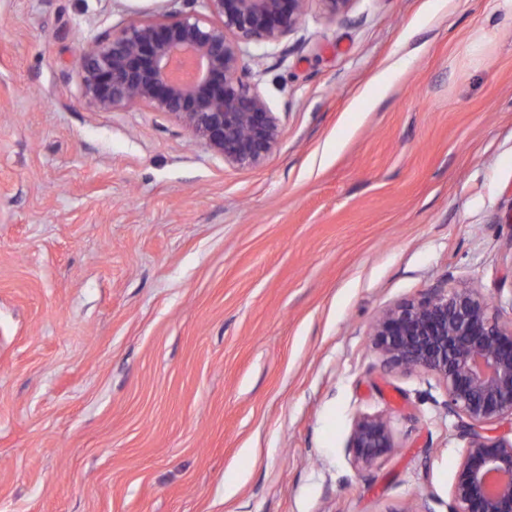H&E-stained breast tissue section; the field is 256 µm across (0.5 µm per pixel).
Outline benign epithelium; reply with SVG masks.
<instances>
[{"mask_svg":"<svg viewBox=\"0 0 512 512\" xmlns=\"http://www.w3.org/2000/svg\"><path fill=\"white\" fill-rule=\"evenodd\" d=\"M208 14L158 15L81 43L80 88L100 111L141 105L168 116L224 163L262 166L282 124L248 78L249 46L278 45L303 21L309 0H205ZM334 18L354 0H320ZM385 364L442 383L448 415L465 441L448 512H512V438L488 427L512 420V316L476 288L438 285L381 313L372 325ZM396 448L385 414L352 425L358 471Z\"/></svg>","mask_w":512,"mask_h":512,"instance_id":"obj_1","label":"benign epithelium"}]
</instances>
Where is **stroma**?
<instances>
[{"label": "stroma", "mask_w": 512, "mask_h": 512, "mask_svg": "<svg viewBox=\"0 0 512 512\" xmlns=\"http://www.w3.org/2000/svg\"><path fill=\"white\" fill-rule=\"evenodd\" d=\"M202 9L0 0V512H448L445 391L369 331L441 280L512 311V11L310 0L246 60L283 136L238 169L79 93L85 38ZM347 448L357 471L371 468L397 448L390 418L382 413L358 416L352 425Z\"/></svg>", "instance_id": "35a3bbf8"}]
</instances>
